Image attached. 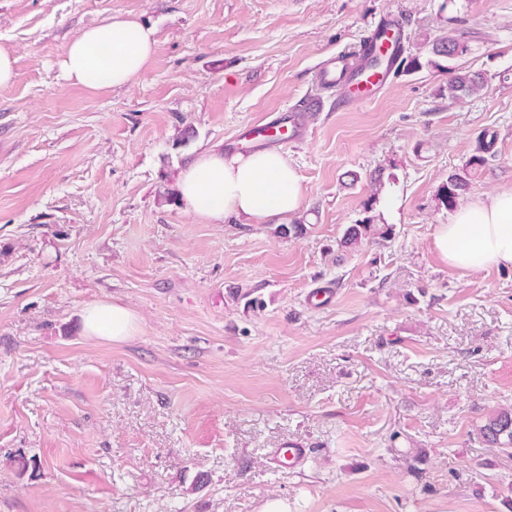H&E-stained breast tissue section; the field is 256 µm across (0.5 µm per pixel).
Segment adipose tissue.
Here are the masks:
<instances>
[{"instance_id": "ef3b65f1", "label": "adipose tissue", "mask_w": 512, "mask_h": 512, "mask_svg": "<svg viewBox=\"0 0 512 512\" xmlns=\"http://www.w3.org/2000/svg\"><path fill=\"white\" fill-rule=\"evenodd\" d=\"M156 47L150 26L116 14L71 40L62 76L92 90L123 87L146 71ZM176 195L187 212L211 224L227 219L278 224L304 204L296 167L273 149L194 152L183 164ZM434 245L455 269L512 268V189L459 207L451 223L438 225ZM136 327L134 315L118 304L95 303L83 314L91 336L121 341Z\"/></svg>"}]
</instances>
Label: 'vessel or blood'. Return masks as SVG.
Segmentation results:
<instances>
[{
    "instance_id": "obj_1",
    "label": "vessel or blood",
    "mask_w": 512,
    "mask_h": 512,
    "mask_svg": "<svg viewBox=\"0 0 512 512\" xmlns=\"http://www.w3.org/2000/svg\"><path fill=\"white\" fill-rule=\"evenodd\" d=\"M376 41L360 43L350 54H338L326 59L318 68L315 79L323 88L341 92L347 103L372 101L387 86L391 73L388 60L403 50L404 24L393 16H385L375 25ZM285 126L283 120L264 118L241 125L235 140H261L263 146L275 144ZM308 451L301 444L291 442L271 449L269 459L278 469L288 471L301 468Z\"/></svg>"
}]
</instances>
